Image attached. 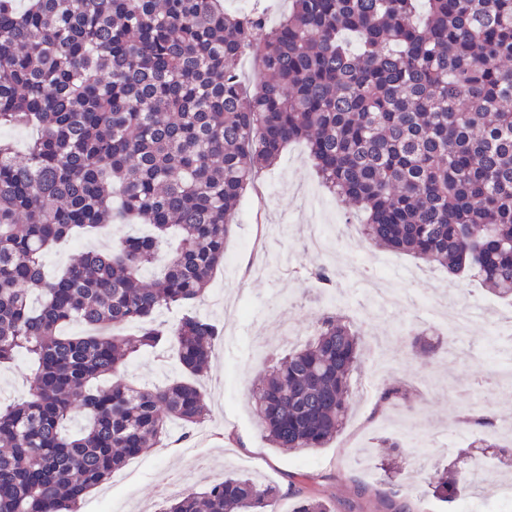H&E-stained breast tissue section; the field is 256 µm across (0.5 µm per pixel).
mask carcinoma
I'll list each match as a JSON object with an SVG mask.
<instances>
[{
	"label": "carcinoma",
	"instance_id": "cac0c4a2",
	"mask_svg": "<svg viewBox=\"0 0 512 512\" xmlns=\"http://www.w3.org/2000/svg\"><path fill=\"white\" fill-rule=\"evenodd\" d=\"M246 54L261 64L253 94L235 67ZM22 126L39 130L23 160L0 139V364L23 353L32 376L0 404V512H77L170 423L206 421L196 384L120 372L165 345L182 371L208 370L218 328L153 315L203 298L244 191L291 142L362 211L363 243L512 299V0H292L274 27L220 0H0V127ZM118 218L150 232L46 274L49 250ZM271 361L250 393L267 441L323 447L350 410L359 332L329 306ZM380 402L410 410L412 392L394 379ZM459 422L512 467L490 412ZM480 466L429 486L474 496ZM278 497L229 473L159 512H273ZM293 512L336 506L301 480Z\"/></svg>",
	"mask_w": 512,
	"mask_h": 512
}]
</instances>
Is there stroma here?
Listing matches in <instances>:
<instances>
[{
    "instance_id": "1",
    "label": "stroma",
    "mask_w": 512,
    "mask_h": 512,
    "mask_svg": "<svg viewBox=\"0 0 512 512\" xmlns=\"http://www.w3.org/2000/svg\"><path fill=\"white\" fill-rule=\"evenodd\" d=\"M312 191L323 193L307 149L303 143H291L274 166L260 173L255 186L245 190L237 227L226 242V254L234 262L215 271L204 298L195 305L221 330L211 367L198 381L210 407L209 418L198 427L205 443L181 440V425L172 424L174 444L132 459L125 467L127 481L117 486L107 482L92 490L81 502V512H91L92 503L104 495L112 512H129L131 501L145 512H156L160 502L177 494L170 476H188L190 484L202 487L230 470L280 488L276 512H292L294 499L283 489L303 475L321 497L336 503L337 512H388L379 498L383 492L399 504L419 501L422 512H460L461 502L432 497L416 468L421 465L430 472L455 461L464 445L462 436H449L447 448L434 449L423 465L411 449H404L401 474L392 481L377 465L376 440L390 434L392 422L401 418L428 436L479 402L497 413L499 423H512V378L495 380L498 367L484 323H475L458 344L446 331L427 328L405 310L354 318L355 309L369 304L368 292H362L358 282L363 248L355 242L331 257L310 248L307 228L323 214L318 206L301 200L302 194ZM131 231V226L117 222L84 234L50 251L46 266L62 272L81 251L103 248L105 242L120 241ZM380 256L391 261L396 272L371 281V290H411L430 298L445 292L460 301L472 295L486 302L492 299L478 283L451 277L445 269L395 251L384 250ZM323 264L342 275L335 288L336 304L345 316L353 317L363 335L362 368L353 379L351 409L336 437L313 451L288 452L271 447L264 438L249 395L266 367V350L298 347L313 334L324 300L309 273ZM422 336L435 344L434 354L422 355L415 347V339ZM126 373L142 383L183 375L169 349L136 357ZM394 378L414 386L412 409L380 408L382 388ZM361 485L372 488V496L356 498Z\"/></svg>"
}]
</instances>
